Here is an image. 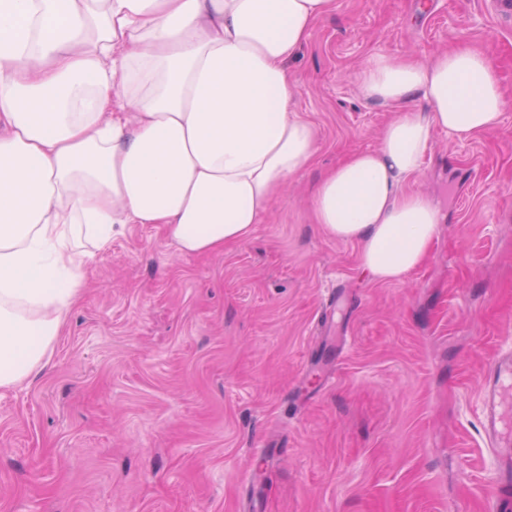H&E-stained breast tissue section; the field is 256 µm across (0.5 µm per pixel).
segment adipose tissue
I'll return each instance as SVG.
<instances>
[{"instance_id":"1","label":"adipose tissue","mask_w":512,"mask_h":512,"mask_svg":"<svg viewBox=\"0 0 512 512\" xmlns=\"http://www.w3.org/2000/svg\"><path fill=\"white\" fill-rule=\"evenodd\" d=\"M333 0H0V390L41 368L115 226L159 224L182 255L241 242L316 150L287 61ZM358 88L394 107L378 149L320 178L316 224L398 282L442 215L406 190L435 131L499 127L489 56H373Z\"/></svg>"}]
</instances>
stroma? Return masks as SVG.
Listing matches in <instances>:
<instances>
[{"mask_svg":"<svg viewBox=\"0 0 512 512\" xmlns=\"http://www.w3.org/2000/svg\"><path fill=\"white\" fill-rule=\"evenodd\" d=\"M485 51L498 129L434 133L405 187L442 209L425 263L373 279L314 224L312 189L374 150L392 115L357 77L379 52ZM317 132L246 240L180 255L158 224L116 227L46 364L0 391V512H488L501 467L479 420L512 343V25L488 0H334L289 61ZM331 386L298 385L310 361ZM278 459L254 454L260 438Z\"/></svg>","mask_w":512,"mask_h":512,"instance_id":"obj_1","label":"stroma"}]
</instances>
